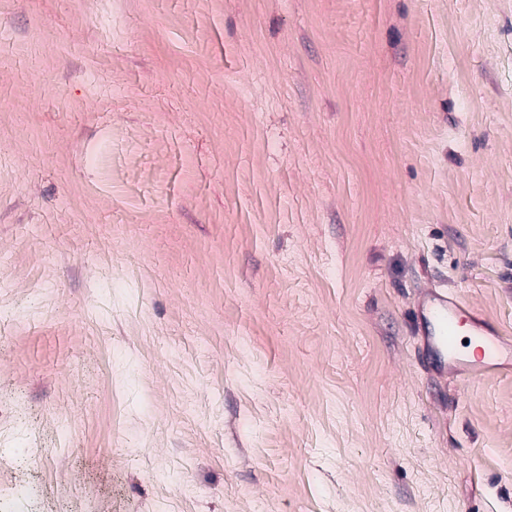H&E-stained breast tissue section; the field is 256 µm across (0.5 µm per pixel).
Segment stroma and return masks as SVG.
I'll return each instance as SVG.
<instances>
[{
	"mask_svg": "<svg viewBox=\"0 0 512 512\" xmlns=\"http://www.w3.org/2000/svg\"><path fill=\"white\" fill-rule=\"evenodd\" d=\"M512 0H0V408L38 512H512ZM419 331L424 338L422 363L431 372L448 375L457 367L471 365L472 361L458 345L459 326H472L471 335L480 339L483 365H491L502 355V341L499 336L473 324L474 311L467 307L458 295L447 290H429L417 307Z\"/></svg>",
	"mask_w": 512,
	"mask_h": 512,
	"instance_id": "1",
	"label": "stroma"
}]
</instances>
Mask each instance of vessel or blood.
Segmentation results:
<instances>
[{"mask_svg": "<svg viewBox=\"0 0 512 512\" xmlns=\"http://www.w3.org/2000/svg\"><path fill=\"white\" fill-rule=\"evenodd\" d=\"M416 314L424 338L421 360L431 372L445 375L468 364L469 359L457 341L459 327L464 323L470 324L472 336L482 343V364H494L502 355L500 337L474 326L473 309L467 307L458 295L440 288L431 289L419 302Z\"/></svg>", "mask_w": 512, "mask_h": 512, "instance_id": "1", "label": "vessel or blood"}]
</instances>
